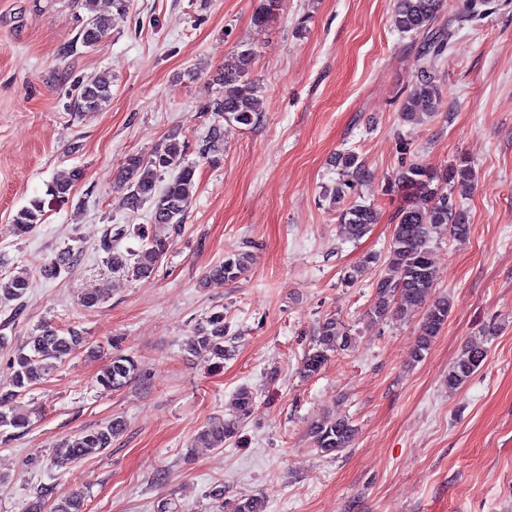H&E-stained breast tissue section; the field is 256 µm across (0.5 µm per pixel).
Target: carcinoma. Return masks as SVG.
Masks as SVG:
<instances>
[{
	"label": "carcinoma",
	"instance_id": "cac0c4a2",
	"mask_svg": "<svg viewBox=\"0 0 512 512\" xmlns=\"http://www.w3.org/2000/svg\"><path fill=\"white\" fill-rule=\"evenodd\" d=\"M441 6L442 0H396L393 25L401 33H424L431 28ZM111 29V17L93 14L80 29L78 41L81 46L93 49L103 42ZM451 38V32L438 30L424 42L415 86L400 104L404 122L417 123L435 112L440 93L435 73L450 48ZM253 62L254 52L250 49L239 51L227 60L224 72L216 78L221 95L210 102L209 110L222 112L224 120L240 125L252 126L257 123V85L251 77ZM111 98L112 80L103 75L92 76L78 84L73 109L78 112L98 110L106 106ZM185 148V143L172 137L148 156H129L119 172L121 177L131 182L129 193L122 202L123 207L135 213L144 204H150L149 223L165 225L174 233L180 230L196 192L195 167L182 164ZM338 165L339 178L332 193V199L337 203L350 196L357 184L368 177L359 155L352 150L338 155ZM169 171L175 172V175L163 189H158L161 176ZM471 177V167L462 161L440 167L413 162L402 166L391 182V191L400 196L401 204L395 215L396 224L387 252L386 274L375 284L369 316L371 321L377 322L406 311L425 310L414 351L418 361L425 356L446 324L451 309L448 296L433 293L435 273L429 244L433 235L443 227L453 239L468 237L469 218L466 211L459 207L456 195L465 196L470 192ZM80 178L81 171L77 168L59 175L53 181L49 195L59 201L65 200ZM43 212L44 203L38 199L20 209L13 219V233H26L41 221ZM376 221L377 209L372 204L352 201L339 211V223L345 226L348 237L353 239L366 234ZM127 234L144 241L139 253L132 254L119 248V242ZM104 245L109 253L110 269L124 271L133 278H143L153 274L168 242L150 235L148 228L138 224L133 227L121 226L114 233L107 232ZM72 256L70 248L59 253L45 268V275L58 278L69 271ZM249 262L250 255L246 251L226 254L224 261L206 273L204 281L207 284H222L237 280L247 272ZM28 288L30 280L22 272L6 280L0 278V298L18 300ZM317 333L315 346L302 360L301 374L305 377L314 376L320 371L329 351L352 344L349 329L334 316L325 318L319 324ZM226 336L224 312L213 311L196 330L189 348L195 353L204 351L222 359L226 353ZM81 345L82 337L77 332L49 324L31 333L14 354L16 371L13 391L5 394L0 403L6 407L13 397L40 384L59 363L75 354ZM486 359L487 350L483 343L475 341L466 346L448 369V389L462 387L484 366ZM138 370L136 359L117 354L97 377V383L108 390H119ZM235 405L239 418L250 416L254 410L250 392L239 390L235 395ZM236 426L237 422L232 419L214 421L198 435L197 442L220 449L224 446V439L234 436ZM121 429L122 421L114 419L104 427L59 443L53 449L56 465L69 468L96 451L106 450ZM353 433V426L345 418L318 424L312 430L317 449L326 454L348 447ZM52 510L86 512L85 497L78 490L66 491L53 501Z\"/></svg>",
	"mask_w": 512,
	"mask_h": 512
}]
</instances>
